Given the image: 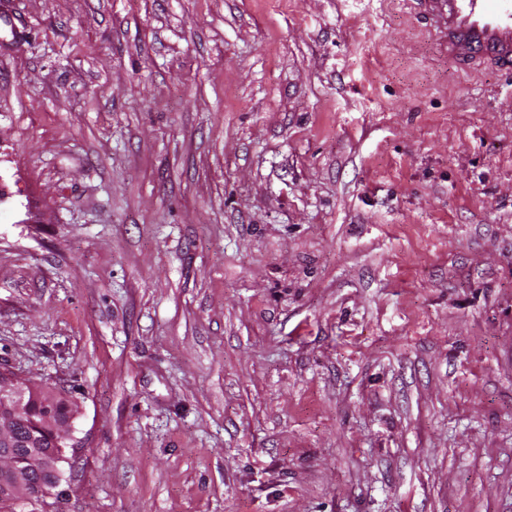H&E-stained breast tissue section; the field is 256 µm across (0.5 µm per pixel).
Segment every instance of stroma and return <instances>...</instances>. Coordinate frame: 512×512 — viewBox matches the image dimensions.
<instances>
[{
  "mask_svg": "<svg viewBox=\"0 0 512 512\" xmlns=\"http://www.w3.org/2000/svg\"><path fill=\"white\" fill-rule=\"evenodd\" d=\"M58 512H512V82L405 0H0V370ZM63 399L49 383L35 384L11 372L0 373V500L47 511L50 490L59 483L65 448L72 441V413L61 416ZM35 404L39 420L30 423ZM53 439L56 448H45ZM41 509V511H40Z\"/></svg>",
  "mask_w": 512,
  "mask_h": 512,
  "instance_id": "stroma-1",
  "label": "stroma"
}]
</instances>
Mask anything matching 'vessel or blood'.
Returning a JSON list of instances; mask_svg holds the SVG:
<instances>
[{
	"label": "vessel or blood",
	"mask_w": 512,
	"mask_h": 512,
	"mask_svg": "<svg viewBox=\"0 0 512 512\" xmlns=\"http://www.w3.org/2000/svg\"><path fill=\"white\" fill-rule=\"evenodd\" d=\"M440 53L512 78V0H411Z\"/></svg>",
	"instance_id": "1"
}]
</instances>
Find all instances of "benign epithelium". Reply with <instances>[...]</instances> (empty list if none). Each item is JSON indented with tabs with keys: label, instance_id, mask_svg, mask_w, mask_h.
I'll use <instances>...</instances> for the list:
<instances>
[{
	"label": "benign epithelium",
	"instance_id": "1",
	"mask_svg": "<svg viewBox=\"0 0 512 512\" xmlns=\"http://www.w3.org/2000/svg\"><path fill=\"white\" fill-rule=\"evenodd\" d=\"M61 399L50 382L0 373V500L48 508L72 440V414H59Z\"/></svg>",
	"mask_w": 512,
	"mask_h": 512
}]
</instances>
